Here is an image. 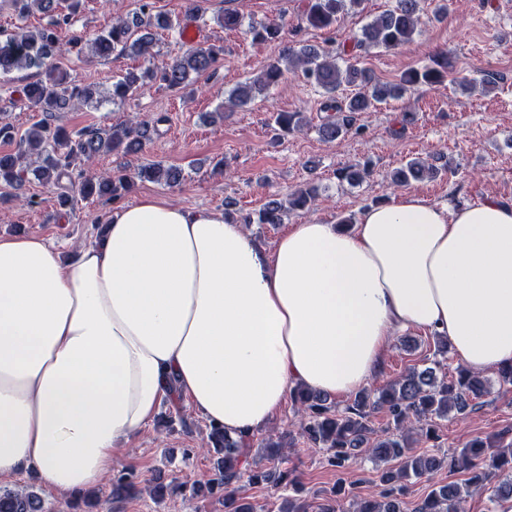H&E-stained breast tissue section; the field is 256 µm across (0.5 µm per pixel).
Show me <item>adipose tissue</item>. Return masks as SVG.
<instances>
[{
	"label": "adipose tissue",
	"mask_w": 512,
	"mask_h": 512,
	"mask_svg": "<svg viewBox=\"0 0 512 512\" xmlns=\"http://www.w3.org/2000/svg\"><path fill=\"white\" fill-rule=\"evenodd\" d=\"M410 329L471 372L512 366V200L407 193L265 248L222 211L144 196L67 260L0 237V477L98 486L174 387L250 437L294 387L358 392Z\"/></svg>",
	"instance_id": "ef3b65f1"
}]
</instances>
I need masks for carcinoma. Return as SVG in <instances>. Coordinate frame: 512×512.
Here are the masks:
<instances>
[{
  "instance_id": "cac0c4a2",
  "label": "carcinoma",
  "mask_w": 512,
  "mask_h": 512,
  "mask_svg": "<svg viewBox=\"0 0 512 512\" xmlns=\"http://www.w3.org/2000/svg\"><path fill=\"white\" fill-rule=\"evenodd\" d=\"M10 2L18 17L24 18L34 10L42 11L53 17L56 27L68 24L83 4V0ZM361 2L307 0L305 22L313 28L330 29L341 14L360 6ZM421 11L420 0H395L391 9L362 27L345 58L332 44L316 47L295 41L284 47L278 60L266 64L251 81L231 90L228 104L243 107L279 84L285 74H297L322 91L320 111L326 116L317 131L324 140L334 141L360 130L357 126L360 113L387 100L401 99L422 83L439 85L450 80L464 89L473 88L472 82L453 76L443 53L434 56L431 64L423 69L407 70L389 83L372 81L359 67L360 53L371 47L392 49L412 42L421 24ZM139 12V20L131 22L118 17L93 38L73 36L70 48L79 57L86 51L100 58L115 51L145 59L152 57L154 31L173 30L180 26V20L152 12L150 0H140ZM282 30V25L275 22L248 25L252 40L259 44L280 41ZM61 52L63 48L50 29L33 31L20 27L0 37V75L37 69L36 79L23 86L22 97L27 108L42 114V119L19 138V145L25 146L23 152L0 154L1 184L20 190L33 179L45 186L59 187L64 177L89 165L97 155L137 153L151 138L153 128L144 122L115 125L108 131L86 127L73 136L63 127L53 125V114L71 103L92 106L99 103L96 86L75 83L59 65L46 66L48 59ZM222 52L224 49L214 44L192 47L161 67L128 72L112 83V102L125 101L157 79L171 88L182 89L190 84L191 75L212 70ZM347 88L353 92L339 95ZM274 124L277 130L288 134L302 130L307 121L301 112H278ZM366 173L364 167L346 166L338 171L337 177L341 182L357 185ZM439 173L436 165L415 158L394 170L391 179L397 186H408L434 179ZM136 180L173 186L181 182L182 170L160 162L144 165L131 175L120 170L111 174L89 170L80 184L79 197L96 196L114 201ZM316 199V188L299 189L288 194L286 203L273 201L257 219L243 216L238 223L280 224L285 211L307 209ZM490 393L491 384L467 369H459L456 378L447 380L437 377L436 368L426 366L409 368L371 394L358 393L353 404L341 413L328 405V397L305 387L294 388L292 397L301 414L300 435L322 450L331 466L343 469L362 455L385 465L379 471L380 493L352 501V512H400L401 495L407 482L442 469L466 472L464 485L448 483L432 488L417 505L416 512H462V504L474 495L487 493L495 503L512 500V442L505 445L499 440L475 438L459 451L421 456L412 451V422L420 423V435L428 439L434 433L436 419L461 413L472 401ZM374 411L385 413L389 419V427L381 435L370 426ZM209 439L223 457L217 461L215 477L208 479L207 484L224 491V512H255L254 505L232 489L247 462L244 442L216 428L210 429ZM396 460L399 464L392 465ZM138 485L134 475H121L112 484V497L135 495L139 492ZM0 512H42L41 499L24 489L0 488Z\"/></svg>"
}]
</instances>
